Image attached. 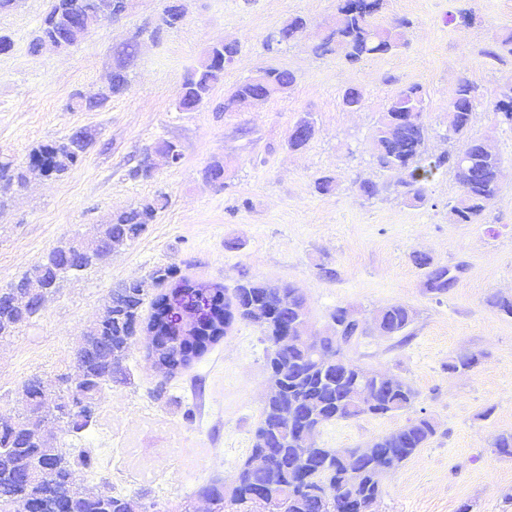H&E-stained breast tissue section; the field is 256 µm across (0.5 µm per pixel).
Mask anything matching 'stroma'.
Here are the masks:
<instances>
[{
    "instance_id": "1",
    "label": "stroma",
    "mask_w": 512,
    "mask_h": 512,
    "mask_svg": "<svg viewBox=\"0 0 512 512\" xmlns=\"http://www.w3.org/2000/svg\"><path fill=\"white\" fill-rule=\"evenodd\" d=\"M165 3L132 0L119 21L101 22L78 44L37 53L31 44L49 0H19L0 13V35L11 40L0 53V155L22 164L34 148L75 130L94 136L63 177L33 175L24 188H0V288L60 242L93 236L112 213L159 194L168 199L138 239L67 276L39 314L0 342V417L22 414L28 378L53 384L74 375L83 332L118 284L173 264L196 283L229 290L246 270L298 288L313 329H322L335 308L353 311L363 332L344 346V356L404 379L417 393L409 410L327 423L320 446L361 448L408 419L435 422L430 442L382 476L377 512H512V457L493 446L498 434L512 432V317L488 304L492 295L512 294V127L492 111L501 88L512 84V58L498 62L482 53L512 29V0H384L382 22H412L404 44L357 64L312 51L310 32L331 21L337 0H183V24L144 40L127 93L92 110L75 107V94L90 97L107 85L114 49L138 28L155 26ZM461 6L471 9V25L451 22ZM294 16L308 20L309 33L265 51L266 34ZM220 39L236 42L238 57L208 101L179 111L184 80ZM264 68L290 70L296 80L264 104L221 111L227 93ZM463 77L484 95L471 134L491 141L505 171L482 219L460 224L450 217L448 203L461 189L449 173L428 184L422 202L360 198L357 177H383L369 142L389 98L421 86L425 122L438 129ZM349 87L363 93L359 111L342 105ZM307 113L316 134L304 148L290 149L289 131ZM164 140L179 145V164L130 179L128 170ZM216 161L224 165L220 185L204 177ZM323 175L336 180L332 194L314 189ZM416 252L461 266L451 293L436 298L425 291ZM390 303L415 310L408 336L373 330L374 312ZM265 348L260 328L239 321L189 366L166 375L155 369L147 339L135 340L125 361L129 379L104 390L93 425L78 438L55 429L65 447L92 459V467L77 469L78 482L145 495L160 512L199 503L204 485L230 483L253 446L266 391ZM470 355L479 359L474 368L449 372L450 361Z\"/></svg>"
}]
</instances>
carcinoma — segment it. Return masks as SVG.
<instances>
[{
    "instance_id": "cac0c4a2",
    "label": "carcinoma",
    "mask_w": 512,
    "mask_h": 512,
    "mask_svg": "<svg viewBox=\"0 0 512 512\" xmlns=\"http://www.w3.org/2000/svg\"><path fill=\"white\" fill-rule=\"evenodd\" d=\"M380 9V0H357L354 10L349 8V0H338L336 20L314 47L315 53L319 56L336 53L347 62L356 63L396 50L403 38V30L411 27L412 22L400 18L388 27L376 18ZM123 14L124 0H51L50 11L35 46L49 43L66 48L100 22L117 19ZM306 26L305 18L292 17L265 37L263 47L268 51L277 49L297 39ZM238 53V45L232 43L222 47L208 46L182 85L178 109L183 112L207 100L213 87L224 79L221 60H233ZM483 54L498 61L512 56V30L503 33L493 45L483 50ZM265 75L277 86L289 87L295 82L294 74L288 70L270 68L265 70ZM129 87L127 73L117 71L112 74L109 97L121 96ZM477 89L478 86L467 80L457 84L451 105L454 106L455 123L453 141L460 143V147L434 159L426 156L429 127L406 124L409 113L425 110L423 89L413 85L393 95L376 123L372 139L374 163L380 171L390 174V178L356 181L359 196L365 200L385 195L410 196L422 201L426 186L446 170L453 174L461 188L460 198L450 207L451 215L459 224L474 223L483 213L484 203L498 193L500 184L494 169L502 167L499 154H486L482 139L468 135L480 105V100L471 99ZM256 95L257 86L251 80H245L236 86L219 111L231 112L238 105L252 102ZM91 143L90 138L72 133L60 141L32 150L29 158L42 165L47 177L59 178L83 160ZM24 179L23 166L0 156V182L22 185ZM167 203L166 196L159 195L137 207L118 211L101 225L99 235L110 250H118L137 239ZM65 249L64 245L53 248L33 273L0 288V339L15 336L17 330L33 318L34 305L29 304L16 312L7 305L31 291L33 278H38L41 285L55 289L67 275L91 266L83 261L74 268H64ZM412 260L423 270L424 288L428 292L445 295L455 288L458 276L448 266L434 263L425 254L415 253ZM176 275V266L160 265L148 277L125 281L110 291L101 315L84 334L80 354L74 357L75 361L97 373L98 380L80 389L79 396L85 408L72 411L61 421L67 431L78 433L86 429L96 414L102 390L113 382H126L124 361L133 342V328L143 322L142 311L147 299H152L153 308L148 326L157 330L151 355L158 368L172 372L186 367L220 337L215 326L190 328L180 335L166 327L164 304L168 294L154 296L152 290L170 282ZM285 292L291 298L288 308L282 309L281 295ZM210 294L216 318L234 317L260 326L267 342V382L294 395L299 406L293 409L289 401L270 396L262 407L257 427V432L269 435L270 447L262 448L253 443L232 484L228 487L223 484L206 486L201 495L211 501L215 512H226L229 505L235 507L233 512H262L256 500L259 494L271 505L267 512H372L380 494L381 476L398 469L436 434L433 422L427 417H416L373 439L363 448L345 450L317 445L302 448L294 431L305 425L312 412L318 414L324 425L336 419L407 410L416 398L415 390L398 378L395 383L381 387L377 405L368 408L361 405L356 378H365L370 383L375 379L373 373L359 366L346 376L336 366V340L346 343L359 335L357 321H344V308L330 312L332 324L324 339V348L329 350V355L316 363L293 339H288L286 347L282 343L286 325L296 313L308 317L305 300L298 289L289 284L262 281L244 270L231 296H226L220 287L210 289ZM376 318L378 324L389 326L394 335L406 336L414 313L404 304L393 303L379 308ZM23 391L28 413L39 411L51 397L50 388L37 377L28 380ZM30 439L29 435L0 430V512H13L17 477L22 474L30 481L34 512H139L146 506L126 495H110L103 499L80 485L71 489L74 467L91 466V457L82 452L73 455L52 434H43L35 445ZM155 506L153 502L146 507L152 509Z\"/></svg>"
}]
</instances>
